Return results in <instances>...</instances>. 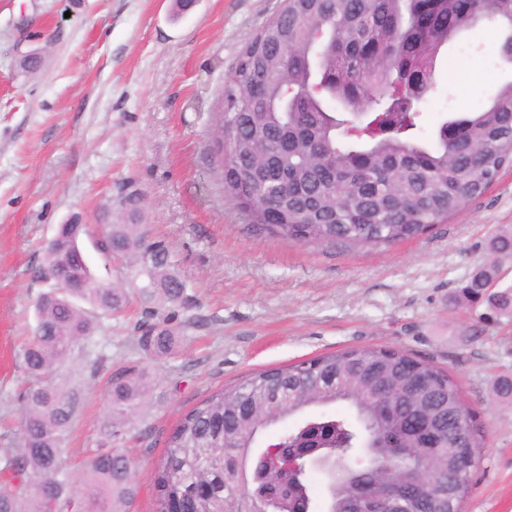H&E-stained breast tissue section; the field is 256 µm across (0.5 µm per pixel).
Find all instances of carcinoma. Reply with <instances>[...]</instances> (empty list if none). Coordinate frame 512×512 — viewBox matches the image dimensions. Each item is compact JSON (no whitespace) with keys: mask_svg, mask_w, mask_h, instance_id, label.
Returning a JSON list of instances; mask_svg holds the SVG:
<instances>
[{"mask_svg":"<svg viewBox=\"0 0 512 512\" xmlns=\"http://www.w3.org/2000/svg\"><path fill=\"white\" fill-rule=\"evenodd\" d=\"M424 0H283L281 9L243 46L224 84V112L235 122L238 145L230 157L212 147L224 198L243 209L240 192L255 182L275 197L288 224L275 230L260 215L250 224L267 236L325 248H388L448 222L494 178L512 168V81L492 102L470 112H445L431 130L420 105L437 91L436 61L457 34L492 23L502 35L501 57L512 64V0H477L457 12L454 0H430L432 23L419 29ZM288 136V152L279 153ZM128 189L124 223L109 224L103 251L113 259H140L148 284L139 349L151 358L179 344L169 308L184 303L185 284L171 271L161 242L144 244L137 202ZM490 248L512 256V232L496 234ZM47 249L34 277L50 285L36 305V327L19 349L27 376L20 396L18 448L5 468L18 484L0 485V512H72L62 442L78 394L57 379L73 350L121 311L128 293L97 281L64 288L51 277L63 261ZM496 270L481 268L461 287L460 299L486 301L496 315L512 314V292H493ZM84 302L85 309L78 305ZM148 388L147 372L129 368L110 378L104 441L86 475L89 512H126L137 493L129 458L109 447L126 433ZM438 416V448L408 441L381 448V440L415 412ZM470 421L457 433L459 420ZM318 425L333 458L348 464L315 494L316 463L297 461L291 478L273 466L270 433L294 443L301 429ZM483 438L459 387L444 369L402 350L366 346L252 374L214 392L187 411L171 431L154 467V512H168L180 497L183 512H358L349 484L397 481L421 512H461ZM399 462L390 475L378 458ZM47 484L50 492L37 487Z\"/></svg>","mask_w":512,"mask_h":512,"instance_id":"1","label":"carcinoma"}]
</instances>
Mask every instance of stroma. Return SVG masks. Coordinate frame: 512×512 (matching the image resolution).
<instances>
[{"label": "stroma", "mask_w": 512, "mask_h": 512, "mask_svg": "<svg viewBox=\"0 0 512 512\" xmlns=\"http://www.w3.org/2000/svg\"><path fill=\"white\" fill-rule=\"evenodd\" d=\"M282 0H0V458L18 438L23 371L16 351L47 286L33 272L57 225L79 216L81 247L101 282L131 280L132 261L106 260L93 241L120 222L118 189L140 194L149 241L165 243L186 285L173 325L180 343L146 359L132 297L63 368L81 386L62 445L78 512L84 470L107 421L106 383L147 368L151 388L130 433L114 441L134 462L128 512H153L152 471L181 416L252 373L354 347L388 346L446 369L483 434L464 512H512V403L493 392L512 376V318L450 303L487 264L492 235L512 228V169L448 223L392 247L357 252L273 239L220 191L212 157L218 97L248 38ZM501 36L481 24L436 64L425 124L489 104L512 80ZM37 52L40 66L19 62Z\"/></svg>", "instance_id": "1"}]
</instances>
